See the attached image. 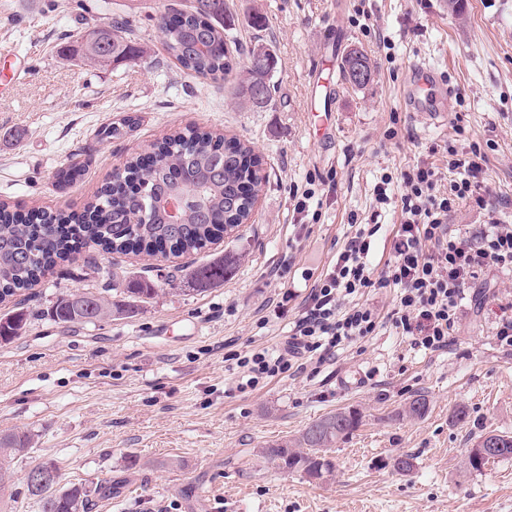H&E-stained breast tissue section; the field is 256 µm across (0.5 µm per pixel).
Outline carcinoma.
<instances>
[{
    "label": "carcinoma",
    "instance_id": "1",
    "mask_svg": "<svg viewBox=\"0 0 512 512\" xmlns=\"http://www.w3.org/2000/svg\"><path fill=\"white\" fill-rule=\"evenodd\" d=\"M226 0H192L187 9L171 8L158 20L163 42L171 56L191 74L218 83L235 67V57L227 42ZM100 43L80 42V59L96 67L109 63L136 62L144 51L131 45L130 21L115 17L107 27L92 29ZM373 74L371 59L360 49L346 53L342 62L345 78L354 86L351 71L352 55ZM274 55L261 47L248 54L246 77L234 88L238 103L246 109L270 104L274 86L268 76L275 68ZM137 124L127 115L108 126L104 135L119 139ZM149 163L143 156L130 157L123 171L111 185L105 186L97 201L82 215L64 209L32 210L25 220L18 221L9 205L0 202V301L27 290L41 280L58 261L73 254L72 243L80 240L86 248L93 247L106 254H146L168 259L185 254L201 253L215 241L223 239L227 230H235L252 218L255 197L266 176L262 159L247 144L199 126H187L151 147ZM134 181L149 192L145 203L128 195L125 185ZM182 188L190 194L181 212L180 223L171 224L160 199L170 191ZM142 215L145 224L130 223V216ZM240 260L238 253L224 254V260L190 273L200 284L224 280ZM128 292L136 298H149L156 293L150 280L130 281ZM123 309L93 292L68 294L59 298L53 316L64 323H95ZM27 323L20 312L7 319L0 318V339L15 336ZM429 403L422 394L413 396L398 416L422 418ZM361 413L356 409H340L316 420L299 436L268 444L258 449V456L284 472H301L311 480L326 483L332 480L335 464L323 449L333 447L352 434L360 425ZM31 438L15 432L0 436V494H5L12 481L10 462L25 456ZM29 494L40 502L42 512H90L91 495L101 498L112 495L111 487L98 484L90 489L83 483L66 488L59 482L36 485L26 481Z\"/></svg>",
    "mask_w": 512,
    "mask_h": 512
}]
</instances>
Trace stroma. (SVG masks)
I'll list each match as a JSON object with an SVG mask.
<instances>
[{"label":"stroma","mask_w":512,"mask_h":512,"mask_svg":"<svg viewBox=\"0 0 512 512\" xmlns=\"http://www.w3.org/2000/svg\"><path fill=\"white\" fill-rule=\"evenodd\" d=\"M190 0H0V201L12 209L82 212L127 158L189 123L250 144L267 173L260 203L209 252L202 266L244 252L223 282L204 288L169 281L174 262L86 253L59 263L36 287L0 302V317L28 315L18 336L0 342V434L24 432L31 449L15 460L0 512H40L26 474L51 462L62 486L107 482L112 497L93 512H512V459L471 472L462 459L480 435L512 433V354L496 339L499 302L512 274L486 273L471 286L455 344L428 353L384 324L341 351L319 375L274 378L237 391L230 353L276 348L287 318H267L282 279L306 294L304 272L324 269L351 234V221L394 225L396 204L377 205L384 178L422 163L443 179L452 154L479 147L489 210L460 202L448 221L512 225V0H227L231 39L277 58L268 107L250 111L232 98L235 68L215 84L184 70L166 51L157 19ZM262 27L248 24L250 15ZM129 17L139 64L84 65L76 54L85 24ZM368 54L371 81L343 76L350 48ZM428 61L453 90L448 121L435 125L401 106L412 66ZM125 115L139 123L125 137L99 132ZM81 162V178L55 186L61 168ZM313 186L311 216L294 211L295 188ZM285 278H277L278 270ZM157 290L138 300L128 280ZM102 293L122 314L93 324L58 323L51 309L74 292ZM424 418H398L414 395ZM362 413L358 429L330 450L325 484L287 473L257 456L323 415ZM468 416L458 422L457 408ZM413 455L410 474L395 457Z\"/></svg>","instance_id":"obj_1"}]
</instances>
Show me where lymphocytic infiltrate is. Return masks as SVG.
I'll use <instances>...</instances> for the list:
<instances>
[{"label":"lymphocytic infiltrate","instance_id":"1","mask_svg":"<svg viewBox=\"0 0 512 512\" xmlns=\"http://www.w3.org/2000/svg\"><path fill=\"white\" fill-rule=\"evenodd\" d=\"M483 160L477 149L453 159L457 176L445 192L434 168L418 165L403 171L401 220L390 259L380 269L371 262L382 225H355L334 260L315 276L282 347L235 354L238 390L287 373L317 374L335 364L340 350L381 327L382 316L366 296L389 288L396 291L389 314L395 329L426 351L449 350L463 317L467 285L490 269L512 272L511 224L495 221L471 237L448 222L457 201L470 199L486 208L476 182Z\"/></svg>","mask_w":512,"mask_h":512}]
</instances>
